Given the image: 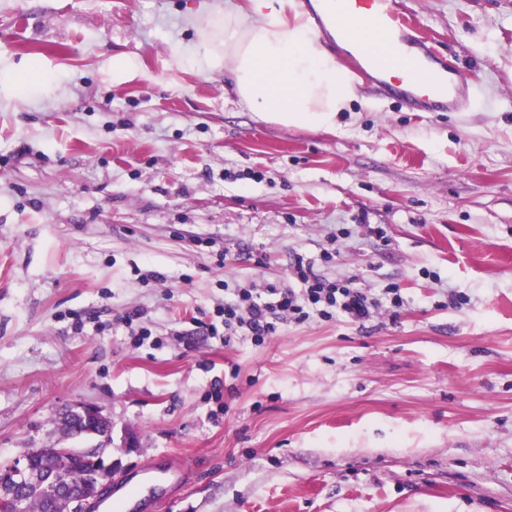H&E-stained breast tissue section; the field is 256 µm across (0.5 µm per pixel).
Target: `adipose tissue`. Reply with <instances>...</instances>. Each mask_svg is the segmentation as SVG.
Returning <instances> with one entry per match:
<instances>
[{
	"label": "adipose tissue",
	"instance_id": "ef3b65f1",
	"mask_svg": "<svg viewBox=\"0 0 512 512\" xmlns=\"http://www.w3.org/2000/svg\"><path fill=\"white\" fill-rule=\"evenodd\" d=\"M330 0H224V35L200 51L223 66L238 101L264 120L332 125L358 81L327 48L315 18Z\"/></svg>",
	"mask_w": 512,
	"mask_h": 512
}]
</instances>
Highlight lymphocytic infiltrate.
I'll return each mask as SVG.
<instances>
[{
	"instance_id": "f902f5d3",
	"label": "lymphocytic infiltrate",
	"mask_w": 512,
	"mask_h": 512,
	"mask_svg": "<svg viewBox=\"0 0 512 512\" xmlns=\"http://www.w3.org/2000/svg\"><path fill=\"white\" fill-rule=\"evenodd\" d=\"M290 276L297 280V287L280 288L269 283L236 289L234 300L225 302L218 312L224 325L225 344L246 340L256 347L264 346L277 335L278 325L284 319L302 324L315 317H341L361 324L379 310L357 279L326 280L303 255H296Z\"/></svg>"
}]
</instances>
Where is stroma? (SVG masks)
I'll list each match as a JSON object with an SVG mask.
<instances>
[{"mask_svg": "<svg viewBox=\"0 0 512 512\" xmlns=\"http://www.w3.org/2000/svg\"><path fill=\"white\" fill-rule=\"evenodd\" d=\"M402 5L494 109L364 81L333 127L267 122L192 55L223 0H0V71L39 65L0 82V462L104 447L140 512H512V0ZM298 253L404 304L207 334ZM78 402L109 445L62 436Z\"/></svg>", "mask_w": 512, "mask_h": 512, "instance_id": "stroma-1", "label": "stroma"}]
</instances>
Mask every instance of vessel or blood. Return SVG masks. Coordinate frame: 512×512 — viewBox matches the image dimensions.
I'll list each match as a JSON object with an SVG mask.
<instances>
[{"label":"vessel or blood","mask_w":512,"mask_h":512,"mask_svg":"<svg viewBox=\"0 0 512 512\" xmlns=\"http://www.w3.org/2000/svg\"><path fill=\"white\" fill-rule=\"evenodd\" d=\"M351 16L379 28L383 36L373 44H358L343 23ZM339 39L354 44L358 67L378 90L407 88L413 106L422 112H458L476 102L493 106L492 96L470 86L458 72L443 65L400 0H341L333 19Z\"/></svg>","instance_id":"obj_1"}]
</instances>
